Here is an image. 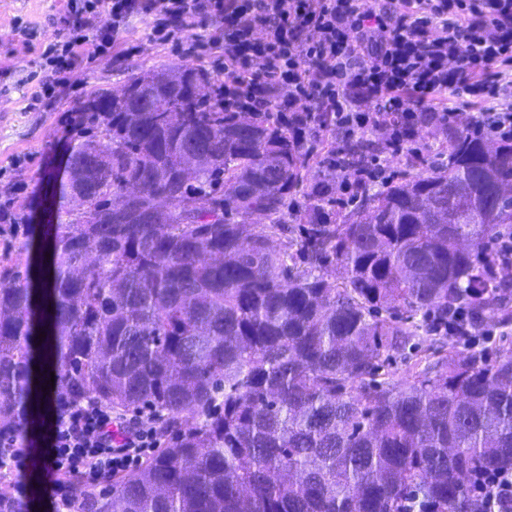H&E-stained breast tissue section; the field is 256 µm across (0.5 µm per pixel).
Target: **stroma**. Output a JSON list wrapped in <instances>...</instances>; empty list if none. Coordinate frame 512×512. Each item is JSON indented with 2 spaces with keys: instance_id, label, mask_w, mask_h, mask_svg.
<instances>
[{
  "instance_id": "1",
  "label": "stroma",
  "mask_w": 512,
  "mask_h": 512,
  "mask_svg": "<svg viewBox=\"0 0 512 512\" xmlns=\"http://www.w3.org/2000/svg\"><path fill=\"white\" fill-rule=\"evenodd\" d=\"M63 0H0V208L23 212L27 233L0 235V256L25 248L31 255L44 249L45 232L62 205L61 186L69 178V160L84 136L95 133L88 112L75 111V101L61 97L26 110L29 75L36 53L17 43L15 19L38 30L37 44L52 39L54 20L63 15ZM171 45L153 39L140 21H132L110 56L82 65L77 77L83 97L117 89L131 76L181 65Z\"/></svg>"
}]
</instances>
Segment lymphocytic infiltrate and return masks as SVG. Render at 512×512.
<instances>
[{"label":"lymphocytic infiltrate","mask_w":512,"mask_h":512,"mask_svg":"<svg viewBox=\"0 0 512 512\" xmlns=\"http://www.w3.org/2000/svg\"><path fill=\"white\" fill-rule=\"evenodd\" d=\"M62 26L40 54L28 108L73 90L80 63L108 55L132 18L183 59H224V109L274 112L300 142L327 116L353 138L385 133L383 155L361 158L341 196L387 181L383 157L408 155L428 126L464 125L512 141V0H65ZM467 99L468 109L440 97ZM45 473L55 504L74 483L98 486L137 468L160 445L161 418L53 390Z\"/></svg>","instance_id":"obj_1"}]
</instances>
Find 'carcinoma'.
<instances>
[{
    "label": "carcinoma",
    "mask_w": 512,
    "mask_h": 512,
    "mask_svg": "<svg viewBox=\"0 0 512 512\" xmlns=\"http://www.w3.org/2000/svg\"><path fill=\"white\" fill-rule=\"evenodd\" d=\"M208 82L182 65L89 101L43 307L0 277V437L26 439L21 406L42 421L40 320L59 387L195 419L70 512H483L475 474L512 470V355L447 350L439 324L465 310L464 344L512 323V145L452 130L441 162L339 213L297 201L332 156L311 172L276 113L243 126ZM0 512H30L2 471Z\"/></svg>",
    "instance_id": "1"
}]
</instances>
